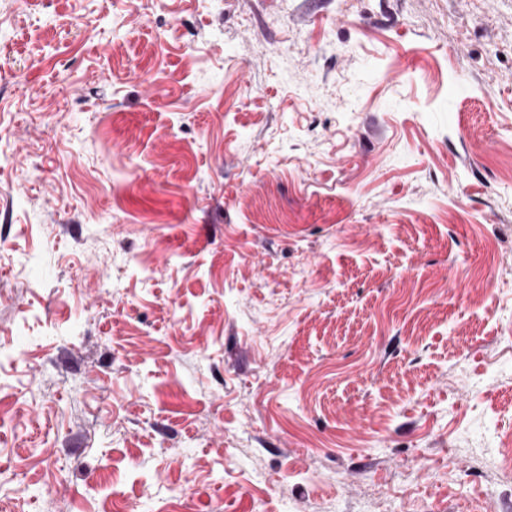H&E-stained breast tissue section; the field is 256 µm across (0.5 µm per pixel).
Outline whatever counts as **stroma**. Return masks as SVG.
<instances>
[{
    "instance_id": "stroma-1",
    "label": "stroma",
    "mask_w": 512,
    "mask_h": 512,
    "mask_svg": "<svg viewBox=\"0 0 512 512\" xmlns=\"http://www.w3.org/2000/svg\"><path fill=\"white\" fill-rule=\"evenodd\" d=\"M512 0H0V512H512Z\"/></svg>"
}]
</instances>
